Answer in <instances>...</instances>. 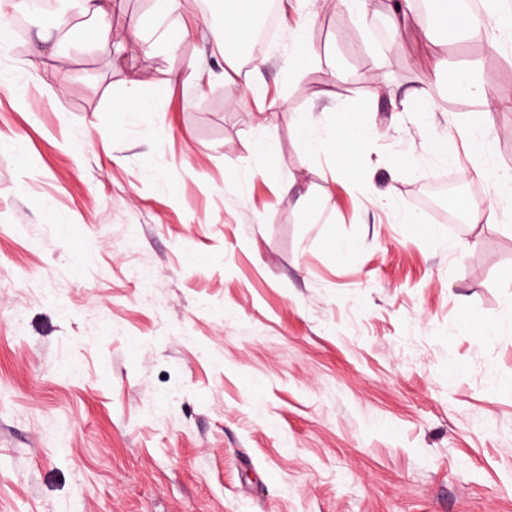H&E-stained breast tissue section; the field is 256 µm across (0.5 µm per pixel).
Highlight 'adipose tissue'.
Listing matches in <instances>:
<instances>
[{
  "label": "adipose tissue",
  "mask_w": 512,
  "mask_h": 512,
  "mask_svg": "<svg viewBox=\"0 0 512 512\" xmlns=\"http://www.w3.org/2000/svg\"><path fill=\"white\" fill-rule=\"evenodd\" d=\"M261 15L262 0H224V22L212 30L216 50L227 58L239 53L245 44L242 32L253 30ZM431 15V21H422L414 13L411 0H393L389 20L395 30L412 25L429 39L451 30L466 40L484 42L489 48L498 46L494 35L479 18L462 17L457 0H432Z\"/></svg>",
  "instance_id": "1"
}]
</instances>
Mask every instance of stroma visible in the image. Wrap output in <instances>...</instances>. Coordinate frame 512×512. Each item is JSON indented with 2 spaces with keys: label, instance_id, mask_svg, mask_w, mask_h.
Here are the masks:
<instances>
[{
  "label": "stroma",
  "instance_id": "stroma-1",
  "mask_svg": "<svg viewBox=\"0 0 512 512\" xmlns=\"http://www.w3.org/2000/svg\"><path fill=\"white\" fill-rule=\"evenodd\" d=\"M280 7L233 82L211 0H112L108 58L79 13L0 45V512H512V183L466 147L492 116L512 175V111L425 65L512 88V30L423 46L380 5ZM477 194L500 223L455 210ZM295 142L308 152H321L324 142L317 141L311 136L310 122L308 119L298 117L294 122Z\"/></svg>",
  "mask_w": 512,
  "mask_h": 512
}]
</instances>
